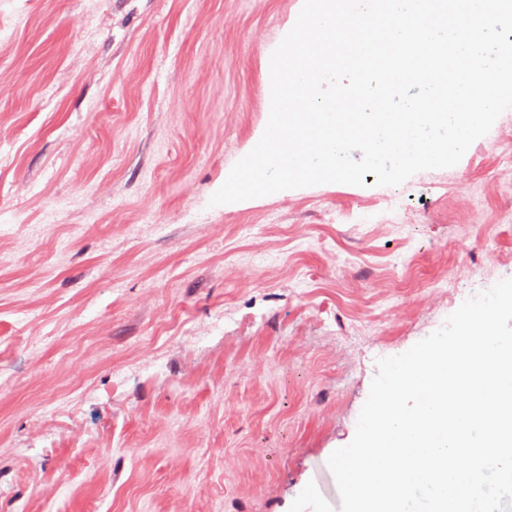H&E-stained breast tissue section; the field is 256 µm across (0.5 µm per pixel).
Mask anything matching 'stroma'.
<instances>
[{
	"label": "stroma",
	"instance_id": "obj_1",
	"mask_svg": "<svg viewBox=\"0 0 512 512\" xmlns=\"http://www.w3.org/2000/svg\"><path fill=\"white\" fill-rule=\"evenodd\" d=\"M302 4L0 0V512H339L381 353L512 278V108L394 187L210 206Z\"/></svg>",
	"mask_w": 512,
	"mask_h": 512
}]
</instances>
